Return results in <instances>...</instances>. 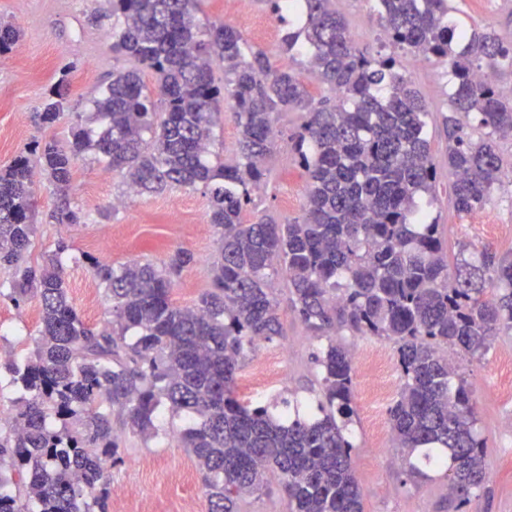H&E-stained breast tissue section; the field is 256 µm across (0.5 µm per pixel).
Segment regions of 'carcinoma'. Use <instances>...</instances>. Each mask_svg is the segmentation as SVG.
<instances>
[{
  "label": "carcinoma",
  "mask_w": 512,
  "mask_h": 512,
  "mask_svg": "<svg viewBox=\"0 0 512 512\" xmlns=\"http://www.w3.org/2000/svg\"><path fill=\"white\" fill-rule=\"evenodd\" d=\"M299 2L303 23L281 37L290 63L276 65L230 25L201 28V0H111L116 65L94 101L107 128L93 139L77 115L69 149L47 142L37 160L20 154L0 169V267L10 297L37 298L40 314L26 361L3 365L26 397L0 439V512H107L106 469L121 442L112 416L154 438L164 408L190 415L176 440L204 475L209 512H241L239 502L267 487L270 474L290 512H364L345 434L353 415L345 331L397 345L404 383L389 415L410 476L425 477L422 465L441 471L458 499L486 484L471 391L443 349L480 357L512 332V257L461 251L448 263L440 224L418 206L435 194L426 137L433 113L394 54L368 58L355 48L335 0ZM374 2L389 46L448 64L450 111L441 125L451 202L459 213L482 208L502 184L499 141L512 140V95L498 85L512 69V46L494 31L456 26L449 0ZM19 37L0 23V53ZM312 82L340 102L315 98ZM67 94L63 74L49 90L43 124L60 119ZM225 111L239 131L237 156L213 164V130ZM284 111L303 119L294 149L307 176L304 212L287 223L267 216L247 224L244 206L250 189L267 181L275 116ZM86 151L124 172L137 193L176 185L208 195L218 248L211 287L195 304L172 299L194 262L184 249L159 266L116 268L90 257L112 302V319L100 327L77 312L57 256L28 265L35 168L64 199ZM280 276L310 335L327 340L312 356L321 372L319 417L300 416L289 401L276 412L236 391L246 349L282 335ZM51 416L60 429L48 427Z\"/></svg>",
  "instance_id": "1"
}]
</instances>
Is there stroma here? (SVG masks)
<instances>
[{"label": "stroma", "mask_w": 512, "mask_h": 512, "mask_svg": "<svg viewBox=\"0 0 512 512\" xmlns=\"http://www.w3.org/2000/svg\"><path fill=\"white\" fill-rule=\"evenodd\" d=\"M455 23L463 28L492 29L504 44H512V0H454ZM349 23L355 47L369 56L382 54L384 39L369 0H336ZM107 0H0V20L21 31L13 49L0 53V169L21 152L52 141L70 148L74 114L100 131L102 121L92 101L112 78L110 20L89 21L92 10L107 11ZM201 24L223 22L240 30L256 47L278 56L283 24L272 14L269 0H253L250 15L240 16L224 0H202ZM431 112L448 109L449 76L437 61L416 63L399 54ZM67 73L69 91L65 114L43 125V110L51 85ZM301 120L297 113H280L274 123L277 147L270 158L269 180L262 193L245 207L246 222L264 215L284 222L302 213L306 178L294 160L293 140ZM431 153L440 164L436 198L428 210L441 226L448 253L465 250L504 254L512 250V184L502 183L491 200L468 214L457 213L450 199L452 181L441 161L445 139L440 121L429 125ZM36 233L29 250L31 263L60 252L69 295L82 319L101 326L111 318V304L98 286L90 257L121 266L135 261L161 263L176 249L191 251L196 261L185 268L174 291L178 304H193L210 286L209 263L216 250L215 228L208 221V198L202 190L174 188L160 194L124 195L122 178L98 163L94 152L75 160L67 202L79 212L76 224H60L52 217L59 204L49 183L41 177L33 185ZM66 242L58 251V242ZM8 275L0 269V361L25 358L39 330L36 298L13 301ZM283 334L249 349L237 375L238 394L257 403L298 397L308 399L318 387L313 339L288 300V283L275 284ZM268 360L282 361L285 386L258 385L256 367ZM448 360L466 380L477 417V431L485 444L490 479L469 500L448 495L447 481L437 476L418 481L400 466L387 410L372 412L362 395V376H353L354 415L348 436L354 448L352 462L364 495L365 512H512V332L493 341L489 351L473 358L450 349ZM121 459L109 466L108 512H142L146 502H157V512H208L203 474L177 441L163 437L143 439L122 433Z\"/></svg>", "instance_id": "1"}]
</instances>
